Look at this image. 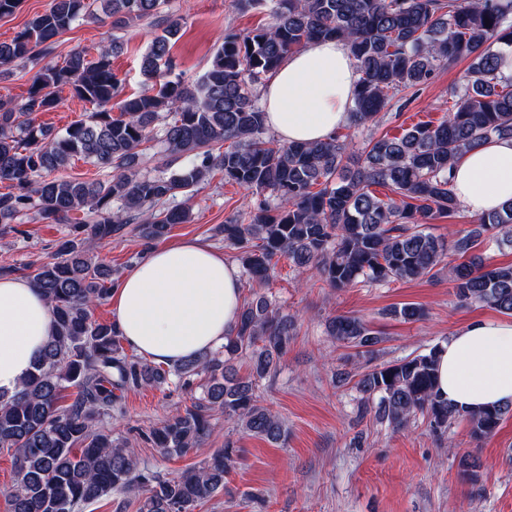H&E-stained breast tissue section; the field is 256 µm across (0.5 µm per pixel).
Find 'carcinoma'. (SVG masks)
<instances>
[{"label": "carcinoma", "mask_w": 512, "mask_h": 512, "mask_svg": "<svg viewBox=\"0 0 512 512\" xmlns=\"http://www.w3.org/2000/svg\"><path fill=\"white\" fill-rule=\"evenodd\" d=\"M166 4L50 0L10 42H0V72L18 61L39 67L25 98L0 103V224L32 211L67 228L52 261L38 266L32 279L52 304L55 334L20 390L0 396V451L10 453L16 467L10 512H82L114 490L144 492L139 512H194L224 490L241 459L231 436L199 465L163 480L141 468L128 442L105 429L107 419L123 413L122 393L131 388L187 389L203 377L195 404L151 432L164 455L182 457L200 447L215 412L249 435L284 440L283 422L255 395L258 382L279 371L296 335L292 319L269 297L256 295L242 305L222 349L167 368L127 353L117 328L92 317L93 306L117 283L112 267L95 255L97 247L132 224L148 243L166 237L189 219L177 196L217 171L255 197L247 222L229 219L219 227L224 245L239 251L249 280H270L286 257L331 288L381 286L433 278L453 254L462 259L448 268L457 297L512 315V265L490 264L480 253L486 240L512 246V202L480 215L478 229L466 234L426 231L460 213L455 161L491 138H512V78L498 71L500 48L512 47V0H233L241 12H268L270 22L225 32L194 82L173 75L170 41L179 19L162 14ZM98 17L114 34L95 55L75 51L62 66L49 60L56 37ZM144 20L161 26L162 34L142 56L144 88L124 97L112 68L124 48L117 32ZM327 38L346 41L355 61L350 124L357 129L374 124L398 94L428 83L445 64L472 62L444 120L373 140L352 162L348 135L316 144L267 137L256 92L288 55ZM65 87L94 111L54 134L36 117L59 106L58 90ZM151 142L162 163L148 172L142 154ZM77 158L110 177L58 175ZM374 186L389 188L392 196L377 197ZM392 314L405 321L424 317L413 303ZM326 331L355 350L353 359L377 354L379 333L359 317L334 316ZM439 352L435 346L360 373L359 420L371 416L401 430L422 417L440 440L460 421L476 440L495 434L512 416V404L469 412L442 398ZM240 357L249 363L244 376L235 364ZM71 388L75 397L66 404ZM462 467L481 491L478 458H464Z\"/></svg>", "instance_id": "1"}]
</instances>
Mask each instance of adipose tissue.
Masks as SVG:
<instances>
[{"instance_id":"obj_1","label":"adipose tissue","mask_w":512,"mask_h":512,"mask_svg":"<svg viewBox=\"0 0 512 512\" xmlns=\"http://www.w3.org/2000/svg\"><path fill=\"white\" fill-rule=\"evenodd\" d=\"M357 73L345 41L328 39L289 55L261 89L266 124L282 142L327 139L350 118ZM461 206L474 214L512 200V138L465 153L452 171ZM112 317L132 351L176 365L214 352L239 318L236 264L197 241L151 249L113 289ZM54 330L52 308L33 283L0 276V394L12 396ZM440 392L477 410L512 402V321L477 319L441 346Z\"/></svg>"}]
</instances>
